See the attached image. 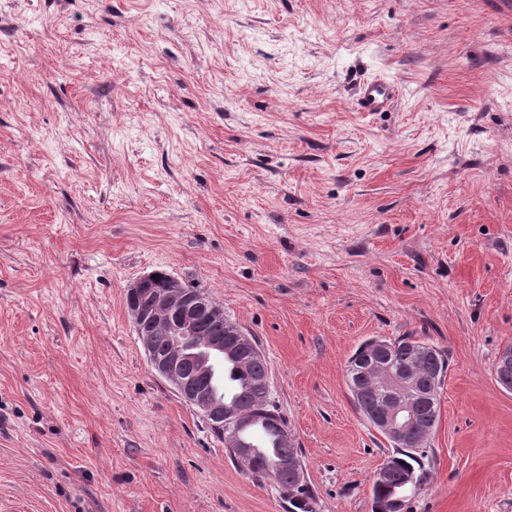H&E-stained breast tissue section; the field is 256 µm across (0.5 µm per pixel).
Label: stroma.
Listing matches in <instances>:
<instances>
[{"instance_id":"obj_1","label":"stroma","mask_w":512,"mask_h":512,"mask_svg":"<svg viewBox=\"0 0 512 512\" xmlns=\"http://www.w3.org/2000/svg\"><path fill=\"white\" fill-rule=\"evenodd\" d=\"M156 270L258 341L316 512L373 510L346 366L403 336L405 512H512V0H0V512H288L152 370ZM392 85L382 79L366 82L360 91L358 105L363 112H383L392 98Z\"/></svg>"}]
</instances>
